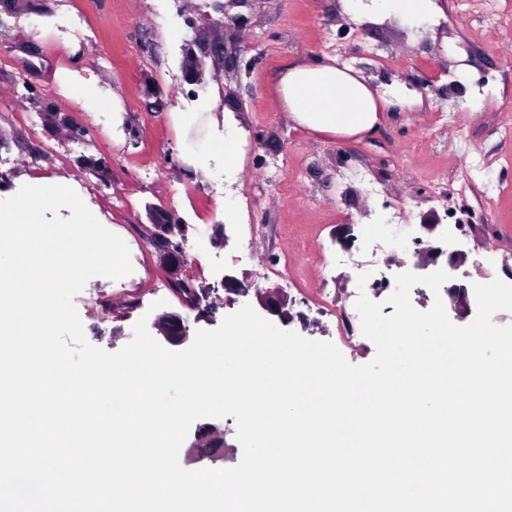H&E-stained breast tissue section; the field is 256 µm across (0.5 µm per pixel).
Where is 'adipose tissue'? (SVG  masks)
<instances>
[{
	"label": "adipose tissue",
	"instance_id": "1",
	"mask_svg": "<svg viewBox=\"0 0 512 512\" xmlns=\"http://www.w3.org/2000/svg\"><path fill=\"white\" fill-rule=\"evenodd\" d=\"M279 91L298 125L348 138L372 131L393 103L408 101L402 91L387 100L359 74L325 62L286 68L279 78Z\"/></svg>",
	"mask_w": 512,
	"mask_h": 512
}]
</instances>
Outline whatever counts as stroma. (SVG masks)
I'll return each instance as SVG.
<instances>
[{
  "label": "stroma",
  "mask_w": 512,
  "mask_h": 512,
  "mask_svg": "<svg viewBox=\"0 0 512 512\" xmlns=\"http://www.w3.org/2000/svg\"><path fill=\"white\" fill-rule=\"evenodd\" d=\"M0 0V199L23 185L73 188L97 220L120 236L133 271L92 277L74 298L87 340L110 352L132 337L140 317H188L191 330L216 329L256 289H280L286 330L338 342L322 299L357 291V273L336 263L339 225L368 239L375 273L413 270L416 237L429 221L456 227L466 260L455 284L512 283V46L489 45L485 15L457 0H436L426 17L348 13L343 0H261L244 33L226 27L237 72L207 69L204 85L184 78L187 18L213 15L212 0ZM92 30L73 32L75 14ZM336 60L379 95L418 91L370 134L337 139L297 125L278 93L286 67ZM97 79V104L78 95L77 73ZM177 112H208L214 125L185 134ZM88 127L71 140L63 120ZM240 143L224 166L214 142ZM112 163L103 184L92 161ZM450 199L449 209L437 200ZM182 219L183 275L210 289V316L197 317L169 283L151 243L148 210ZM251 241L240 256V238ZM233 274L247 295L226 302ZM165 300L164 310L153 304Z\"/></svg>",
  "instance_id": "stroma-1"
}]
</instances>
